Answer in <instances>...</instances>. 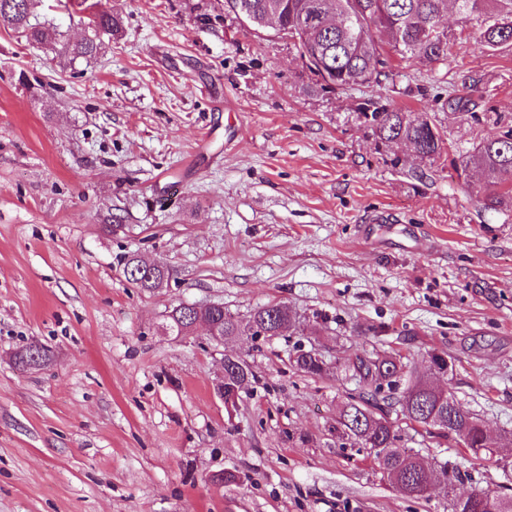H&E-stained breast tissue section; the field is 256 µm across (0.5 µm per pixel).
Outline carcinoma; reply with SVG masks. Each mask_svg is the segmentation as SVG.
Masks as SVG:
<instances>
[{"label":"carcinoma","instance_id":"1","mask_svg":"<svg viewBox=\"0 0 512 512\" xmlns=\"http://www.w3.org/2000/svg\"><path fill=\"white\" fill-rule=\"evenodd\" d=\"M239 20L259 31L277 23L275 31L294 41L306 69L323 89L379 85L384 47L376 34L391 39L390 50L401 59L419 58L430 64L446 65L458 40L455 32L437 29L442 14L453 5L463 23L475 22L477 43L487 51L512 50V0H226ZM34 0H0V23L25 33L36 44L51 43L61 34L45 26L30 23ZM119 21L106 11L88 17L90 34L68 46L72 58H91L101 49L100 36L117 30ZM373 132L384 144L404 142L421 157L438 156L444 139L428 121L411 117L400 109L370 113ZM470 163L484 179V205L491 210L512 207V129L489 133L480 138ZM137 257L126 259L124 274L128 281L145 292L164 286L170 270L156 269L137 276L132 270ZM209 318L226 336H237L248 328L253 335L277 336L298 319L287 305L268 303L250 313L247 320L224 311L210 310ZM194 320L187 307L178 305L168 315V329L181 335ZM19 369L45 366L49 351L32 344L14 357ZM292 366L309 376L330 372L327 363L312 352L296 351L289 356ZM341 371L360 383V391L349 394L336 420V437L343 445L373 450L384 477L403 493H414L439 480L448 485L457 481L448 472V463L439 468L429 465L417 452L405 446L400 427L392 415H401L438 438H451L468 448H480L492 455L499 442L483 431L482 420L466 409L453 394L435 386L425 375L397 354L355 353ZM253 377L243 361L224 356L225 404L236 405ZM512 512V496L501 488L474 492L472 512Z\"/></svg>","mask_w":512,"mask_h":512}]
</instances>
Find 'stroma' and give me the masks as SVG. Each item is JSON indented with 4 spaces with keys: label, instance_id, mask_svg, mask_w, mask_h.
<instances>
[{
    "label": "stroma",
    "instance_id": "35a3bbf8",
    "mask_svg": "<svg viewBox=\"0 0 512 512\" xmlns=\"http://www.w3.org/2000/svg\"><path fill=\"white\" fill-rule=\"evenodd\" d=\"M118 33L77 60L0 25V512H451L442 487L396 491L334 427L352 382L297 373L395 352L512 432V209H486L474 143L512 128V52L464 30L445 68L401 63L382 85L323 89L292 42L245 27L225 0H39L69 41L92 8ZM472 112L453 113L462 80ZM434 123L418 157L376 140L367 112ZM117 215L109 222L107 214ZM166 265L147 293L130 253ZM281 302L309 335L174 336L172 307L247 317ZM53 363L22 371V347ZM254 379L236 406L214 388L225 355ZM408 447L462 479L512 487V445L475 459L401 423ZM239 475L213 485L212 473ZM129 257H127L124 264V274L128 281L136 285L137 288L142 289L144 292L154 293L157 289L163 288L165 281L168 283L170 277L169 268L165 269L163 267L161 270L145 271L143 274L137 271L138 275L136 277L133 276L132 270L138 265L137 257ZM289 362L297 370L309 376L321 377L330 372L327 363L316 353L296 350L294 356L289 353Z\"/></svg>",
    "mask_w": 512,
    "mask_h": 512
}]
</instances>
